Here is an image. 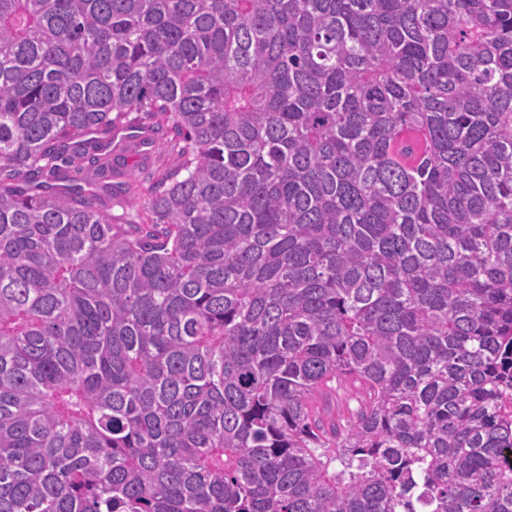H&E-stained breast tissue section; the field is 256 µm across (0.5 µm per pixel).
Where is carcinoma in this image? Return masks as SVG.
Segmentation results:
<instances>
[{
	"label": "carcinoma",
	"instance_id": "carcinoma-1",
	"mask_svg": "<svg viewBox=\"0 0 512 512\" xmlns=\"http://www.w3.org/2000/svg\"><path fill=\"white\" fill-rule=\"evenodd\" d=\"M510 354L512 0H0V512H512ZM139 214L146 223H151L153 216L148 212L144 205V199L140 197H130L118 203L112 198V215L120 219H125L128 215Z\"/></svg>",
	"mask_w": 512,
	"mask_h": 512
}]
</instances>
